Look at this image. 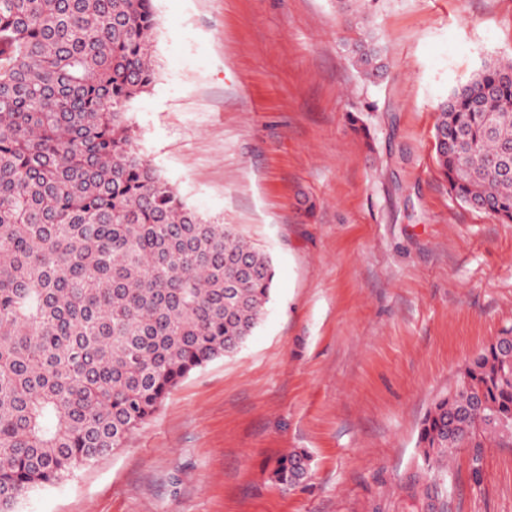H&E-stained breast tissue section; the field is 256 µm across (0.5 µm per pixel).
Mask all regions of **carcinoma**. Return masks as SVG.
<instances>
[{"mask_svg": "<svg viewBox=\"0 0 512 512\" xmlns=\"http://www.w3.org/2000/svg\"><path fill=\"white\" fill-rule=\"evenodd\" d=\"M153 0H0V512L124 446L191 372L235 352L271 300V257L207 221L139 152L131 103L156 81ZM369 82L370 34L348 44ZM435 158L465 205L512 222V60L438 105ZM512 327L422 420L425 464L512 446ZM311 475L304 449L271 477Z\"/></svg>", "mask_w": 512, "mask_h": 512, "instance_id": "1", "label": "carcinoma"}]
</instances>
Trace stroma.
Here are the masks:
<instances>
[{
	"label": "stroma",
	"instance_id": "obj_1",
	"mask_svg": "<svg viewBox=\"0 0 512 512\" xmlns=\"http://www.w3.org/2000/svg\"><path fill=\"white\" fill-rule=\"evenodd\" d=\"M156 82L129 116L143 156L203 218L272 257L237 352L193 371L126 447L19 512H428L421 421L512 325V223L450 194L438 105L512 59V0H154ZM368 30L388 72L360 76ZM370 135H355L348 115ZM294 448L312 476L283 490ZM433 470L430 512H512V447ZM310 461V455L306 450L290 451L274 462L271 477L284 490H288L310 477Z\"/></svg>",
	"mask_w": 512,
	"mask_h": 512
}]
</instances>
